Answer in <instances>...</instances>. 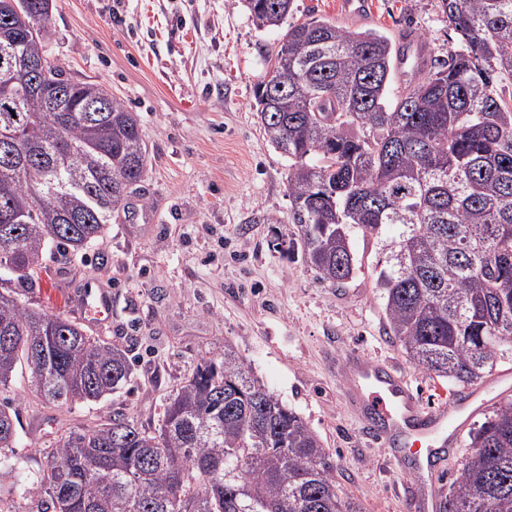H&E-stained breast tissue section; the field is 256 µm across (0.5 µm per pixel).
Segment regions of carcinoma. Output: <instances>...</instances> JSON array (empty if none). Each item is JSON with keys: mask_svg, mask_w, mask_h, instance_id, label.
I'll return each instance as SVG.
<instances>
[{"mask_svg": "<svg viewBox=\"0 0 512 512\" xmlns=\"http://www.w3.org/2000/svg\"><path fill=\"white\" fill-rule=\"evenodd\" d=\"M294 0H246L259 28H278ZM461 47L390 98L396 48L375 30L327 19L291 24L271 70L274 103L254 89L265 140L288 158L295 238L286 252L325 282L356 272L360 232L393 250L377 275L389 332L417 366L470 384L512 354V0H440ZM27 16L0 19V45ZM56 76L69 111L14 101L0 85V388L25 365L50 405L91 404L119 392L126 350L19 298L32 292L47 246L78 255L125 206L147 171L139 119L110 96L106 121L84 107L107 88ZM398 230L388 240L389 227ZM18 443L0 404V449ZM448 498L461 512H512V403L469 433ZM23 485L0 454V503L17 492L36 512H362L340 493L319 436L252 374L229 342L202 355L169 395L158 427L116 409L60 437Z\"/></svg>", "mask_w": 512, "mask_h": 512, "instance_id": "obj_1", "label": "carcinoma"}]
</instances>
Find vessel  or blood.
Instances as JSON below:
<instances>
[{"label":"vessel or blood","instance_id":"1","mask_svg":"<svg viewBox=\"0 0 512 512\" xmlns=\"http://www.w3.org/2000/svg\"><path fill=\"white\" fill-rule=\"evenodd\" d=\"M81 300L87 316L97 322L104 321L112 308L111 298L101 292L85 291ZM345 382L353 414L374 443L383 448L401 444L413 449L409 463L417 471L412 489L417 512H436L447 490L445 484L431 480L430 472L458 456L465 422L444 404L423 412L396 366L385 367L355 355L349 361Z\"/></svg>","mask_w":512,"mask_h":512}]
</instances>
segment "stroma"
Returning a JSON list of instances; mask_svg holds the SVG:
<instances>
[{
  "label": "stroma",
  "instance_id": "stroma-1",
  "mask_svg": "<svg viewBox=\"0 0 512 512\" xmlns=\"http://www.w3.org/2000/svg\"><path fill=\"white\" fill-rule=\"evenodd\" d=\"M369 2L365 16L349 17L339 0H294L287 21L314 16L396 40L411 32L435 63L458 48L439 0ZM48 29L52 56L73 78L104 83L137 113L148 166L104 239L79 255L44 251L29 296L34 308L125 349L131 379L98 403L57 408L42 404L29 370L17 371L0 402L20 420L19 476L39 472L65 430L104 421L113 408L155 428L200 355L229 344L320 436L342 494L363 512H415L413 474L392 469L389 451L361 434L347 406L349 355L396 362L425 404L455 402L471 428L484 419L473 391L497 386L512 358L477 385L433 377L388 333L376 275L389 247L354 234L358 270L340 285L280 251L294 232L288 160L264 139L253 90L283 29L258 28L245 0H53ZM88 288L111 294L109 322L83 314Z\"/></svg>",
  "mask_w": 512,
  "mask_h": 512
}]
</instances>
